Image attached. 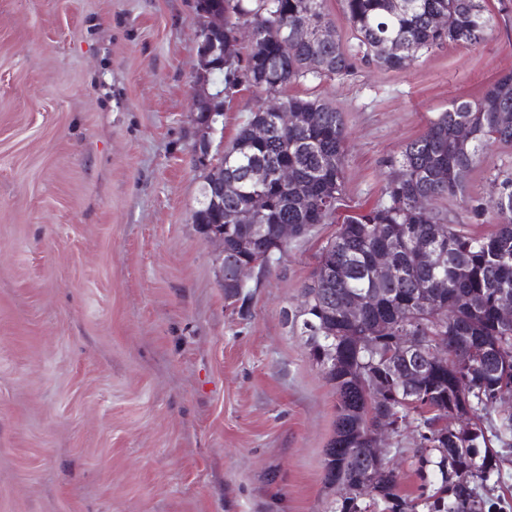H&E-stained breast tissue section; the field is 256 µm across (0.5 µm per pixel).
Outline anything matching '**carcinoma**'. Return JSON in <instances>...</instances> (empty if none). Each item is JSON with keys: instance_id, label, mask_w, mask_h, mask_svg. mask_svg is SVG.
I'll return each instance as SVG.
<instances>
[{"instance_id": "cac0c4a2", "label": "carcinoma", "mask_w": 512, "mask_h": 512, "mask_svg": "<svg viewBox=\"0 0 512 512\" xmlns=\"http://www.w3.org/2000/svg\"><path fill=\"white\" fill-rule=\"evenodd\" d=\"M358 41L361 59L391 70L405 68L422 51L449 44H480L493 14L484 0H342ZM198 20L224 14V38L217 40L214 80L234 87L237 42L234 32L249 22L256 31L244 78L256 93L275 94L308 76L331 79L350 72L352 56L339 44L312 51L315 28L332 25L325 0H196ZM441 15L444 25L432 18ZM397 42L401 52L382 57L379 46ZM297 111L300 124L274 130L261 141L251 135L261 123L274 126V115L261 105L249 113L231 145L215 159L224 171V198H203L197 224L224 223V274L240 259L262 256L279 224H294L298 234L334 218L342 196L345 130L341 113L320 98L283 99ZM470 129L460 142L457 124ZM493 143L512 144V71L500 75L474 102L454 100L429 120L426 131L409 142L390 167L402 171L387 181L385 201L343 218L336 235L323 247L304 302L295 312L300 335L312 360L336 393V425L325 450V484L339 490L340 504L330 512H484L477 487L500 476L490 439L479 424L497 414L493 438L512 447V325L501 323L496 310L503 292L512 294V172H498L487 200L468 202L477 218L486 211L497 217L494 231L475 236L447 223L439 211L417 206L427 195L435 202L463 192L464 173ZM294 169L310 186L300 192L271 178L260 186L246 181V171ZM264 234L253 235V225ZM416 236L438 248L436 264L419 262L411 248ZM385 251L390 265L379 273L373 256ZM356 304L362 317L351 322L345 309ZM409 334L439 340L448 352L461 350L470 363L462 368L445 360L427 370L414 389L415 402L405 404L404 383L397 372L417 366L405 355L398 337ZM384 391L375 397L372 383ZM471 427L456 425L463 415ZM396 418L400 429L416 439L418 469L436 491L424 488L418 501L398 493L396 469L370 461L368 423ZM372 487L364 497L362 486Z\"/></svg>"}]
</instances>
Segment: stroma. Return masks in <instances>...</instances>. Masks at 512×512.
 Instances as JSON below:
<instances>
[{
  "label": "stroma",
  "instance_id": "35a3bbf8",
  "mask_svg": "<svg viewBox=\"0 0 512 512\" xmlns=\"http://www.w3.org/2000/svg\"><path fill=\"white\" fill-rule=\"evenodd\" d=\"M195 0H0V512H329L336 395L292 323L336 224L293 239L246 304L194 222ZM512 69V12L478 46L388 70L357 62L286 95L341 112L337 217L384 200L388 161L453 100ZM255 106L238 82L232 141ZM512 171L496 143L438 201ZM399 493L423 480L391 437Z\"/></svg>",
  "mask_w": 512,
  "mask_h": 512
}]
</instances>
